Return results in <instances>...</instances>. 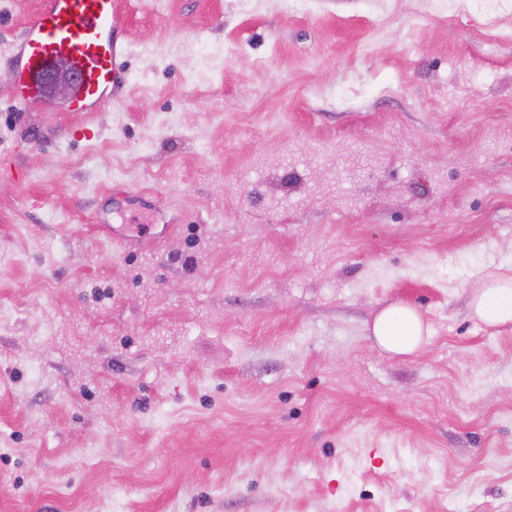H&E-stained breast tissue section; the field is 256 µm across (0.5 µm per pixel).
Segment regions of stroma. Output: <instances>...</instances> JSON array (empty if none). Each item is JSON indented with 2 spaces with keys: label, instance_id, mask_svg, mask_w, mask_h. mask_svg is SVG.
Segmentation results:
<instances>
[{
  "label": "stroma",
  "instance_id": "1",
  "mask_svg": "<svg viewBox=\"0 0 512 512\" xmlns=\"http://www.w3.org/2000/svg\"><path fill=\"white\" fill-rule=\"evenodd\" d=\"M0 512H512V0H128L93 138L14 107ZM430 329L393 356L386 307ZM483 287L472 296V310L487 326L512 323V277L488 274ZM372 336L381 350L409 356L427 342L429 330L411 307L393 305L383 309L372 324Z\"/></svg>",
  "mask_w": 512,
  "mask_h": 512
}]
</instances>
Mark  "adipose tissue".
<instances>
[{
    "mask_svg": "<svg viewBox=\"0 0 512 512\" xmlns=\"http://www.w3.org/2000/svg\"><path fill=\"white\" fill-rule=\"evenodd\" d=\"M471 306L475 317L485 325L495 327L512 323V278L486 275L482 288L472 296ZM371 331L381 350L398 356L416 353L429 335L419 314L402 305L383 309L375 318Z\"/></svg>",
    "mask_w": 512,
    "mask_h": 512,
    "instance_id": "1",
    "label": "adipose tissue"
}]
</instances>
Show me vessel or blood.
<instances>
[{
    "instance_id": "vessel-or-blood-1",
    "label": "vessel or blood",
    "mask_w": 512,
    "mask_h": 512,
    "mask_svg": "<svg viewBox=\"0 0 512 512\" xmlns=\"http://www.w3.org/2000/svg\"><path fill=\"white\" fill-rule=\"evenodd\" d=\"M123 25V0H41L9 57L11 100L20 106L44 97L43 76L65 64L79 74L68 111H103L128 51L120 37Z\"/></svg>"
}]
</instances>
